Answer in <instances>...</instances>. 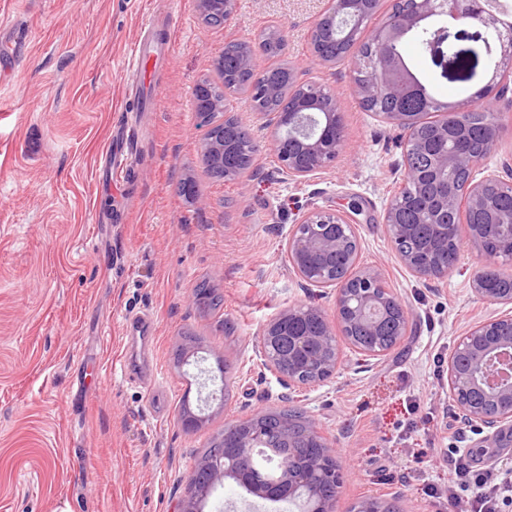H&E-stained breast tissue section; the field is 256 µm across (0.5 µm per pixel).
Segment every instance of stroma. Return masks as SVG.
<instances>
[{
  "mask_svg": "<svg viewBox=\"0 0 512 512\" xmlns=\"http://www.w3.org/2000/svg\"><path fill=\"white\" fill-rule=\"evenodd\" d=\"M321 6L236 0L226 24L212 27L196 0H0V512H179L204 448L262 408L307 410L338 439L336 512L368 499L398 512H467V501L431 495L448 484V448L512 470V447L460 438L448 396L455 337L501 311L471 291L482 258L463 245L439 281L396 259L384 214L405 134L360 106L354 60L315 62L310 30ZM272 19L299 81L340 98L346 144L321 173L288 180L272 129L240 89L228 110L257 143V161L239 179H213L194 90L218 82L225 44L257 40ZM143 38L154 52L140 74L128 59ZM411 60L438 99L459 105L492 73L479 61L464 84L435 76L429 55ZM128 123L131 169L107 172L105 151ZM314 209L352 212L361 265L383 268L411 319L381 361L344 344L339 375L287 390L275 377L258 380L254 349L288 306L334 310L333 292L307 291L288 267V232ZM203 281L219 308L198 307ZM136 313L151 319L141 342L123 325ZM138 350L154 372L140 382L121 371ZM185 403L199 427L182 425ZM206 512L282 507L228 481Z\"/></svg>",
  "mask_w": 512,
  "mask_h": 512,
  "instance_id": "1",
  "label": "stroma"
}]
</instances>
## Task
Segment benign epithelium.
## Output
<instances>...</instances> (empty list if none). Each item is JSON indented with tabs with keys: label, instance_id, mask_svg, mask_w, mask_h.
<instances>
[{
	"label": "benign epithelium",
	"instance_id": "7a95c632",
	"mask_svg": "<svg viewBox=\"0 0 512 512\" xmlns=\"http://www.w3.org/2000/svg\"><path fill=\"white\" fill-rule=\"evenodd\" d=\"M490 0H418L415 12L400 16L392 23L381 25L376 32L379 43L389 45L400 41L416 29L429 25L432 20L444 15L455 22L480 26V35L488 59L512 62V46L501 38L506 28L502 17L490 11ZM378 0H327V5L314 22L313 54L315 61L334 66L341 59L354 58L358 54V43L346 42L342 56L329 57L322 54L321 44L326 39L336 38L340 25L357 22L374 12ZM234 0H197V7L203 21L215 13L228 18L233 13ZM449 37L444 27L434 29L428 41L432 48L435 65L441 68V75L448 76V60L460 63L466 53L461 49L448 57L443 45ZM284 39L279 27L272 25L265 37L256 42H242V66L252 68L254 57L263 51L267 41L279 43ZM376 80L366 85H354V92L363 107L370 106L382 97L416 98L425 106L430 104L428 84L414 77L397 80L393 73L400 70L399 63L380 56V63L373 64ZM285 72V83L276 82L257 92L282 99L284 112H260L258 116L274 126L272 149L282 165L288 179L302 182L321 172L336 160L339 149L346 141L344 113L336 96L327 92L312 97L297 81L295 71L277 65ZM199 114L204 120L214 114H224V122L211 127L200 144V155L207 168L224 169V179L235 180L243 174L237 167H227L224 159L233 153V144L224 137V126L238 124L228 115L227 98L214 97L208 87L201 84L196 89ZM385 120L407 132V146L417 153L425 150L426 142L418 138L417 129L422 124L418 112H385ZM466 137V125L457 118V112L448 108L445 118L436 128L440 149L433 154L430 168L419 173L411 166L404 168L401 187H416L422 190V199L434 213L430 241L426 249L434 254L435 260L421 263L412 253L396 251L401 264L415 275L424 279H443L458 264L462 236H467L480 251L486 243L505 234L512 238V218L504 223L495 195L512 190V183L491 171L480 179L474 172L483 161V153H473L460 146ZM464 170L469 179L464 189L448 177V174ZM480 212L484 221L480 224L461 225L448 223V215L461 209ZM388 237L397 244L416 234V225L402 221L398 205L391 204L385 211ZM358 235L351 218L343 213L313 210L294 225L288 238V263L294 274L307 289L331 288L336 292L334 318L315 305L297 304L282 309L265 325L256 357L263 369L273 373L277 380L289 387L307 389L325 381V376L337 373L342 366L339 353L328 354L325 345L337 341L333 325L341 327L349 346L365 358L378 360L385 356L391 346L361 341L354 336L353 324L357 323L374 336L381 335V328L389 321L394 322L393 344L400 343L407 335L410 316L398 295L386 285L380 268L360 269L357 267ZM342 253L347 257V272H336L325 268L330 256ZM493 279L512 281V273L498 265L497 258L481 264L473 279V292L491 304L512 305V289L498 292L488 287ZM320 323L317 334L306 332L296 339V349L306 359L305 371L285 369L273 353L277 337L285 334L289 326L310 320ZM448 393L460 424L479 435V448L512 447V310L500 316L478 320L456 337L453 350L448 358ZM236 447L241 452L230 465H224L222 458H207L199 466L208 473L207 481L193 486L188 498L183 501L180 512H202V504L217 485L228 479L237 480L239 475L250 470L253 449L262 447V439L256 433L237 436ZM312 485L310 496L317 497L316 487L323 474L341 481L335 457L328 454L317 460L307 470ZM280 484L295 492L301 485L298 471L291 465L280 471Z\"/></svg>",
	"mask_w": 512,
	"mask_h": 512
}]
</instances>
